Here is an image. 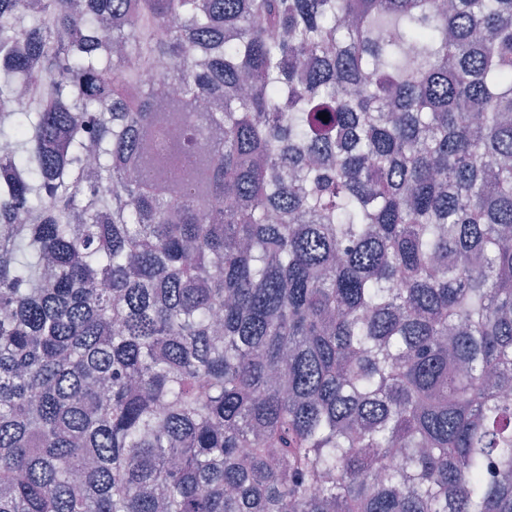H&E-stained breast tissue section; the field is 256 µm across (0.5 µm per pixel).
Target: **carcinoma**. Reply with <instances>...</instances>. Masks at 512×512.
Masks as SVG:
<instances>
[{
    "label": "carcinoma",
    "instance_id": "obj_1",
    "mask_svg": "<svg viewBox=\"0 0 512 512\" xmlns=\"http://www.w3.org/2000/svg\"><path fill=\"white\" fill-rule=\"evenodd\" d=\"M511 390L512 0H0V512H512Z\"/></svg>",
    "mask_w": 512,
    "mask_h": 512
}]
</instances>
